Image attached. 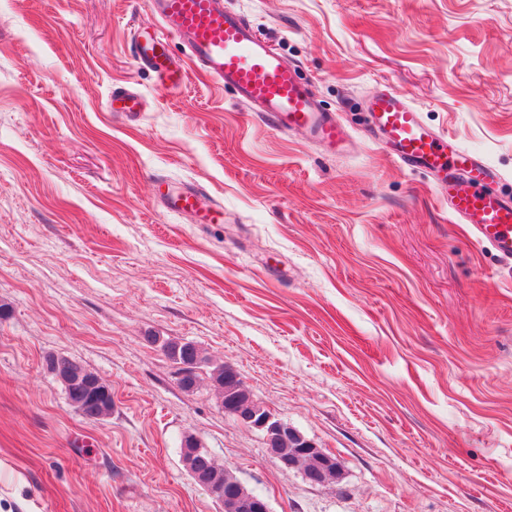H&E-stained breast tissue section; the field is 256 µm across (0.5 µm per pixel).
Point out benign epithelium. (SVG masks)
<instances>
[{
    "label": "benign epithelium",
    "instance_id": "1",
    "mask_svg": "<svg viewBox=\"0 0 512 512\" xmlns=\"http://www.w3.org/2000/svg\"><path fill=\"white\" fill-rule=\"evenodd\" d=\"M199 372L197 361H179L176 363V377L182 383H190L196 380ZM235 417L246 427L255 429L262 433L265 444L270 454L275 457L279 466L283 469H292L298 466L294 458L280 457L277 448L280 441L287 435L294 438L299 457L311 458L317 464V470L321 473L334 470L341 472L343 464L338 457L326 453L314 442L306 439L288 423L275 417L270 411L258 403H252L247 408H239L235 411ZM183 448L191 472L196 482L206 488L224 507V512H270L267 500L261 495H253L247 499H241L225 492L224 487L208 480L209 467L211 464L209 454L202 447L199 438L187 432L182 438Z\"/></svg>",
    "mask_w": 512,
    "mask_h": 512
}]
</instances>
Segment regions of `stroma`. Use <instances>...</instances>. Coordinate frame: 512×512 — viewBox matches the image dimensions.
Here are the masks:
<instances>
[{"mask_svg": "<svg viewBox=\"0 0 512 512\" xmlns=\"http://www.w3.org/2000/svg\"><path fill=\"white\" fill-rule=\"evenodd\" d=\"M299 69L351 143L333 155L189 69L134 59L144 0H0V512H223L192 431L271 512H512V266L424 171L366 131L392 87L512 192V0H224ZM143 97L108 112L113 86ZM204 191L220 224L168 211ZM158 344H149V337ZM205 356L182 389L163 342ZM112 389L82 418L45 359ZM252 399L343 462L280 469L225 414ZM199 200L198 192L188 188L183 193L168 199L165 206L174 212L194 215L199 210Z\"/></svg>", "mask_w": 512, "mask_h": 512, "instance_id": "35a3bbf8", "label": "stroma"}]
</instances>
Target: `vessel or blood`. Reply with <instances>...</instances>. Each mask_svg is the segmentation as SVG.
Here are the masks:
<instances>
[{"label": "vessel or blood", "mask_w": 512, "mask_h": 512, "mask_svg": "<svg viewBox=\"0 0 512 512\" xmlns=\"http://www.w3.org/2000/svg\"><path fill=\"white\" fill-rule=\"evenodd\" d=\"M159 21L156 28L135 30L134 54L169 90H181L186 68L169 51L170 38L183 41L189 58L215 84L231 87L249 111L275 130L298 132L309 141L341 154L348 134L335 115L323 111L295 67L240 14L227 10L224 0H145ZM109 108L140 111V96L125 87L113 89ZM370 128L388 146L400 166L433 174L448 194L450 213L470 224L477 243L493 248L512 264V197L493 192L488 182L497 172L477 153L425 125L405 95L387 90L369 101ZM169 210L196 214L195 189L166 202Z\"/></svg>", "instance_id": "b4317fda"}]
</instances>
